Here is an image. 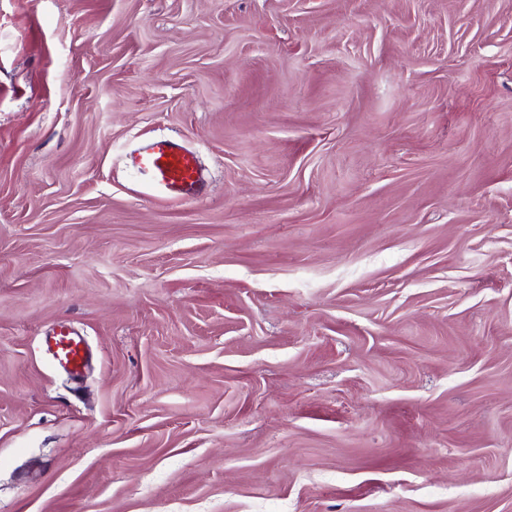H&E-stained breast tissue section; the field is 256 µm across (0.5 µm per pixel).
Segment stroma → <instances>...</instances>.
Wrapping results in <instances>:
<instances>
[{
	"label": "stroma",
	"instance_id": "1",
	"mask_svg": "<svg viewBox=\"0 0 512 512\" xmlns=\"http://www.w3.org/2000/svg\"><path fill=\"white\" fill-rule=\"evenodd\" d=\"M0 512H512V0H0ZM125 165L156 196L170 200H197L206 179L196 154L174 136L148 138L128 151ZM44 344L56 367L73 377H78L91 359L84 339L66 322L45 336Z\"/></svg>",
	"mask_w": 512,
	"mask_h": 512
}]
</instances>
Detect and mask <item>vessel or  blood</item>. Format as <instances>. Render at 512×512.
<instances>
[{
  "label": "vessel or blood",
  "mask_w": 512,
  "mask_h": 512,
  "mask_svg": "<svg viewBox=\"0 0 512 512\" xmlns=\"http://www.w3.org/2000/svg\"><path fill=\"white\" fill-rule=\"evenodd\" d=\"M124 162L158 197L196 200L205 192L206 179L196 154L177 137L146 139L126 153ZM44 344L56 367L74 377L91 359L84 339L65 322L45 336Z\"/></svg>",
  "instance_id": "obj_1"
}]
</instances>
